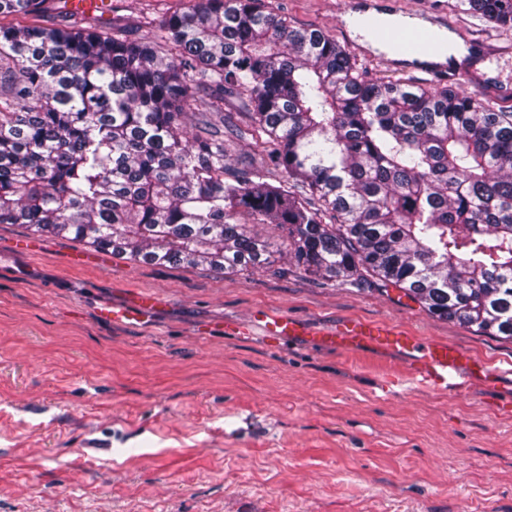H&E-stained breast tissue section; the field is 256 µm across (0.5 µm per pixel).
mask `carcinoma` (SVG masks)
<instances>
[{
  "instance_id": "1",
  "label": "carcinoma",
  "mask_w": 512,
  "mask_h": 512,
  "mask_svg": "<svg viewBox=\"0 0 512 512\" xmlns=\"http://www.w3.org/2000/svg\"><path fill=\"white\" fill-rule=\"evenodd\" d=\"M69 0H0V224L132 262L260 268L287 232L310 275L362 273L430 314L512 340V112L452 87L372 82L264 0H197L147 38ZM512 30V0H460ZM54 11L62 24H22ZM287 177L230 171L224 97ZM299 185L335 223L325 224ZM250 107L245 98L229 96L224 99V116L230 119L243 130H249L251 126Z\"/></svg>"
}]
</instances>
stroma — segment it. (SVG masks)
Returning a JSON list of instances; mask_svg holds the SVG:
<instances>
[{
	"label": "stroma",
	"mask_w": 512,
	"mask_h": 512,
	"mask_svg": "<svg viewBox=\"0 0 512 512\" xmlns=\"http://www.w3.org/2000/svg\"><path fill=\"white\" fill-rule=\"evenodd\" d=\"M338 43L348 0H265ZM104 33H145L195 0H109ZM447 13L457 43L505 32L457 0H398ZM458 91L512 110V55L477 62ZM223 276L130 262L0 224V512H512V340L429 314L397 288L327 281L291 263ZM158 307L112 322L104 305ZM288 313L308 328L348 318L453 342L495 389H387L406 360L274 342L251 329Z\"/></svg>",
	"instance_id": "35a3bbf8"
}]
</instances>
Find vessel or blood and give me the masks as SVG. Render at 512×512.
<instances>
[{
  "mask_svg": "<svg viewBox=\"0 0 512 512\" xmlns=\"http://www.w3.org/2000/svg\"><path fill=\"white\" fill-rule=\"evenodd\" d=\"M352 7L359 15L360 25L352 40L354 48L376 41L385 49L375 59L387 67L418 70L432 76L448 74V22L441 15L425 12L418 24L391 25L387 16L400 13L393 2L383 13L376 11L373 0H354ZM257 324L263 335L272 338L288 340L307 334L324 346L343 350L370 347L408 360L414 384L424 390L462 392L491 382L482 366L461 348L445 342H426L387 325L347 319L331 328L309 332L285 314L261 316Z\"/></svg>",
  "mask_w": 512,
  "mask_h": 512,
  "instance_id": "vessel-or-blood-1",
  "label": "vessel or blood"
}]
</instances>
